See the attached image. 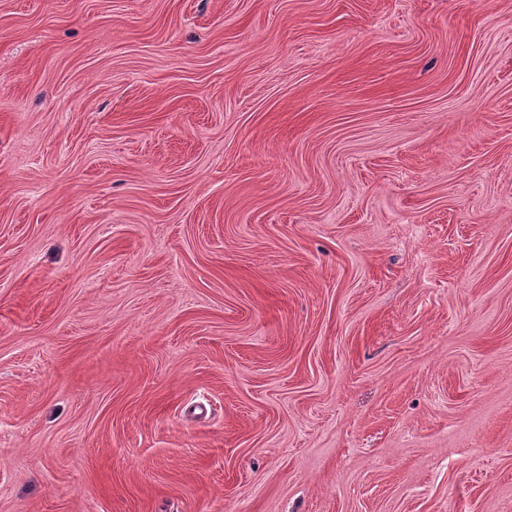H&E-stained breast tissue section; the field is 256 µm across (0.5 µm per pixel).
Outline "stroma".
<instances>
[{"label":"stroma","mask_w":512,"mask_h":512,"mask_svg":"<svg viewBox=\"0 0 512 512\" xmlns=\"http://www.w3.org/2000/svg\"><path fill=\"white\" fill-rule=\"evenodd\" d=\"M0 512H512V0H0Z\"/></svg>","instance_id":"stroma-1"}]
</instances>
